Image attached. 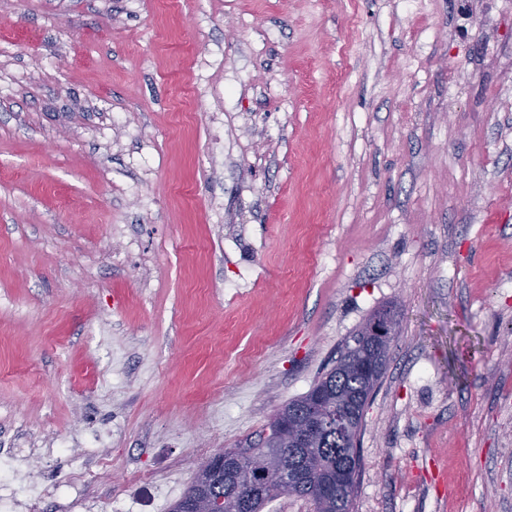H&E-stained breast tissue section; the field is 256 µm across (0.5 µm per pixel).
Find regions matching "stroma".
Segmentation results:
<instances>
[{
	"instance_id": "stroma-1",
	"label": "stroma",
	"mask_w": 512,
	"mask_h": 512,
	"mask_svg": "<svg viewBox=\"0 0 512 512\" xmlns=\"http://www.w3.org/2000/svg\"><path fill=\"white\" fill-rule=\"evenodd\" d=\"M391 305L354 512H512V0H0L35 512L90 445L95 512H169Z\"/></svg>"
}]
</instances>
